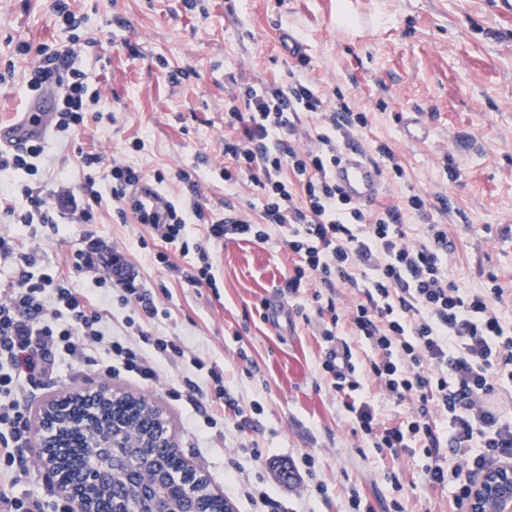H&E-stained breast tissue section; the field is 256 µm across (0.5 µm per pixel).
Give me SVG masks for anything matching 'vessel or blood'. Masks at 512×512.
<instances>
[{
  "instance_id": "1",
  "label": "vessel or blood",
  "mask_w": 512,
  "mask_h": 512,
  "mask_svg": "<svg viewBox=\"0 0 512 512\" xmlns=\"http://www.w3.org/2000/svg\"><path fill=\"white\" fill-rule=\"evenodd\" d=\"M57 94V87H47L29 102L20 122L0 125V148L13 149L29 140L44 139L51 129V109ZM329 176L344 195L357 203L369 205L380 196L382 170L361 150H345L330 167Z\"/></svg>"
}]
</instances>
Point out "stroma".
I'll use <instances>...</instances> for the list:
<instances>
[{
  "label": "stroma",
  "mask_w": 512,
  "mask_h": 512,
  "mask_svg": "<svg viewBox=\"0 0 512 512\" xmlns=\"http://www.w3.org/2000/svg\"><path fill=\"white\" fill-rule=\"evenodd\" d=\"M338 0H70L84 18L81 37L95 44L79 52L75 65L91 88L100 89L103 116L71 136L50 134L44 165L51 184L78 189L87 174L81 153L103 157L96 188L101 203L92 226L64 223L47 236L35 224L26 246L39 250L37 271L65 267L83 247L85 231L124 253L160 311L152 332L171 336L206 361L224 369L233 405L217 427L187 400L184 378L205 384L190 364L163 365L156 380L106 375L93 360L62 366L48 389L29 395L31 409L65 393L107 385L155 405L182 457L208 477L212 489L250 512L243 484L263 487L287 512H351L360 492L372 512H391L396 495L385 474L403 470L407 512H450L449 490L420 481V462L379 454L354 431L353 420L322 368L326 344L322 319L310 293L288 295L284 286L296 258L284 244L288 231L270 228L265 241L229 240L210 246L217 288L172 277L142 247L152 235L133 217H120L109 189L108 171L120 160L147 179L163 176V196L188 199L178 169L196 167L199 200L211 217L247 209L259 217L258 188L226 186L219 173L228 159L221 142L228 75L253 83H282L298 77L330 98H342L369 125L359 143H387L402 160L405 176L385 178L390 201L410 192L430 197L434 220L447 224L456 245L448 279L479 288L497 275L512 293V6L507 0H365L375 28L353 40L334 28ZM293 29L306 47L308 64L288 58L279 32ZM51 0H0V60L15 75L0 85V123L18 120L28 103L26 79L41 62L19 55V42L68 41ZM186 73L180 84L169 72ZM420 113L432 129L429 142L405 140L400 116ZM141 149H133V141ZM451 158L461 176L449 181ZM450 201L442 209L438 195ZM282 296L279 325L267 323L263 304ZM30 473L15 496L38 501L42 512H64L67 503L40 468L36 442L23 450Z\"/></svg>",
  "instance_id": "1"
}]
</instances>
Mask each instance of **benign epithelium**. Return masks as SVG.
<instances>
[{
	"mask_svg": "<svg viewBox=\"0 0 512 512\" xmlns=\"http://www.w3.org/2000/svg\"><path fill=\"white\" fill-rule=\"evenodd\" d=\"M121 396L108 386L86 388L49 401L41 411L35 434L42 448L43 467L77 512H101L97 493H108L115 484L121 492L109 497L107 512H206L205 502L213 500L224 501V512H234L233 504L211 492L200 473L188 484H172L166 461L140 452L142 448L175 447L172 433L164 426L148 440L121 422L110 427L88 422L85 444L92 449L94 462L75 458L70 468H62L68 454V449L58 444L67 412L62 404L77 403L95 418L103 401ZM469 512H512V462L483 473L472 487Z\"/></svg>",
	"mask_w": 512,
	"mask_h": 512,
	"instance_id": "benign-epithelium-1",
	"label": "benign epithelium"
}]
</instances>
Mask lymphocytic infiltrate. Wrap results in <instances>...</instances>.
Wrapping results in <instances>:
<instances>
[{
  "instance_id": "1",
  "label": "lymphocytic infiltrate",
  "mask_w": 512,
  "mask_h": 512,
  "mask_svg": "<svg viewBox=\"0 0 512 512\" xmlns=\"http://www.w3.org/2000/svg\"><path fill=\"white\" fill-rule=\"evenodd\" d=\"M52 10L70 34V44L54 48L25 42L20 54L37 51L41 66L26 82L37 93L49 82L59 87L53 128L68 134L83 126L92 105L101 100L90 90L85 73L74 68L82 17L67 0H53ZM320 119L314 146L299 149V113ZM225 139L231 164L221 177L233 186L249 180L263 199L262 223L239 216L214 220L202 204L184 209L167 202L164 209L141 210L134 191L143 176L116 162L109 171L113 199L122 211L150 226L163 243L157 260L175 277L216 287L209 243L267 240L268 227L289 226L286 245L299 258L288 281L289 292L313 286V299L326 305L332 322L346 321L350 338L323 330L329 347L323 369L362 436L379 453L419 458L430 487L452 490L456 512H468L475 478L512 461V414L502 406L512 400V321L504 314V290L497 276L484 287L463 289L448 279L454 246L444 224L424 223L420 236L407 231L404 217L424 218L427 201L418 193L400 203L375 209L343 197L328 176L342 150L354 144L368 116L345 103L329 105L318 89L299 79L285 84H234L227 94ZM44 153L37 142L0 153V179L16 181L26 209L5 207L13 223L40 221L57 232L62 219L75 224L95 220L100 194L92 175L102 159L86 152L89 170L79 190L47 191L39 173ZM291 178H284V171ZM205 225L204 239H192L190 223ZM195 252L196 265L173 262L167 246ZM16 275L0 289V512H40L37 502L11 496L9 490L27 474L18 448L28 441L26 393L45 388L62 361L78 364L99 356L107 374L125 372L153 380L163 364L184 357L176 341L153 335L159 309L150 290L138 281L122 253L94 234L75 251L64 272L35 276L37 250H22L16 236L0 234V261ZM86 275L96 287L117 288L122 302H135L139 324L134 335L104 332L105 302L72 288L71 275ZM371 358L360 366L352 343ZM395 403L411 402L409 416L391 424L378 421L367 384Z\"/></svg>"
}]
</instances>
